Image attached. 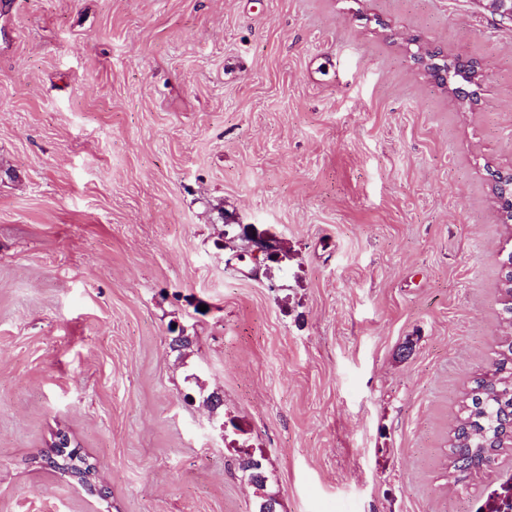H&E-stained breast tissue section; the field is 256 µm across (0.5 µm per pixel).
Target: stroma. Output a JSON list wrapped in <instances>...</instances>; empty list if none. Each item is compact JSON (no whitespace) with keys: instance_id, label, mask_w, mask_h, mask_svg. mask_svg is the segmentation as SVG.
<instances>
[{"instance_id":"obj_1","label":"stroma","mask_w":512,"mask_h":512,"mask_svg":"<svg viewBox=\"0 0 512 512\" xmlns=\"http://www.w3.org/2000/svg\"><path fill=\"white\" fill-rule=\"evenodd\" d=\"M490 166L512 22L476 0H0V512H253L247 452L279 512H475L512 477L448 476L501 337ZM414 56L417 62L423 66L424 70L430 76L431 73L434 72L435 68L443 66L442 62L445 63V67L448 70H453L458 62V57L447 58L445 56H434L433 51L427 47H419Z\"/></svg>"}]
</instances>
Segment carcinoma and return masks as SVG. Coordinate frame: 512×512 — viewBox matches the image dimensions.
Returning <instances> with one entry per match:
<instances>
[{"label": "carcinoma", "mask_w": 512, "mask_h": 512, "mask_svg": "<svg viewBox=\"0 0 512 512\" xmlns=\"http://www.w3.org/2000/svg\"><path fill=\"white\" fill-rule=\"evenodd\" d=\"M492 365V373L481 374L462 393L460 415L449 439V454L464 449L462 463L470 470L482 468L486 448L500 452L512 444V339L499 342ZM47 463L78 477L90 472V468L81 470L60 455L48 458ZM238 467L261 492L254 512H278L279 501L265 492L262 462L247 453L239 458Z\"/></svg>", "instance_id": "1"}]
</instances>
